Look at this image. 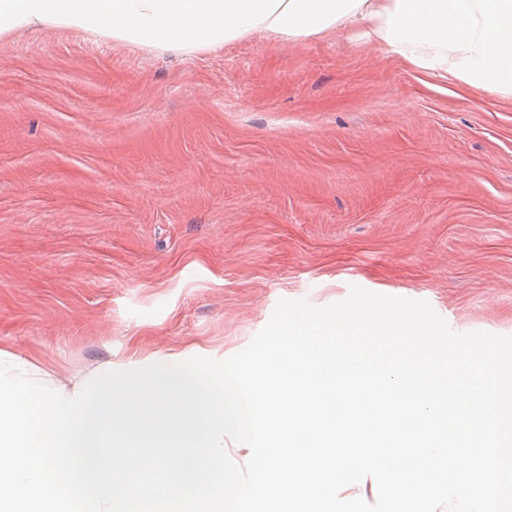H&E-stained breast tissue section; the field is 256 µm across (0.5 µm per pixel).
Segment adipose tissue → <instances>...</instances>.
Returning a JSON list of instances; mask_svg holds the SVG:
<instances>
[{"instance_id": "1", "label": "adipose tissue", "mask_w": 512, "mask_h": 512, "mask_svg": "<svg viewBox=\"0 0 512 512\" xmlns=\"http://www.w3.org/2000/svg\"><path fill=\"white\" fill-rule=\"evenodd\" d=\"M31 25L179 55L363 27L424 69L512 92V0H0L1 40Z\"/></svg>"}]
</instances>
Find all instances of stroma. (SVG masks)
I'll return each instance as SVG.
<instances>
[{
	"mask_svg": "<svg viewBox=\"0 0 512 512\" xmlns=\"http://www.w3.org/2000/svg\"><path fill=\"white\" fill-rule=\"evenodd\" d=\"M354 285L512 336V92L339 27L195 56L0 41V349L62 376L217 360Z\"/></svg>",
	"mask_w": 512,
	"mask_h": 512,
	"instance_id": "1",
	"label": "stroma"
}]
</instances>
